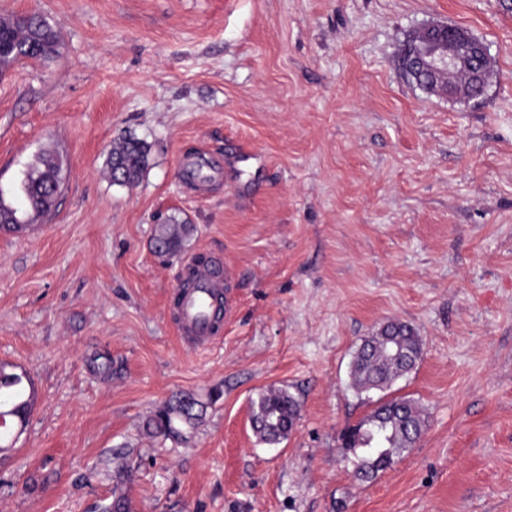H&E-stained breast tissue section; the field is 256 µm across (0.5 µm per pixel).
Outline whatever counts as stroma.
<instances>
[{
    "label": "stroma",
    "instance_id": "35a3bbf8",
    "mask_svg": "<svg viewBox=\"0 0 512 512\" xmlns=\"http://www.w3.org/2000/svg\"><path fill=\"white\" fill-rule=\"evenodd\" d=\"M25 13L61 48L0 76V196L46 151L65 178L39 231L0 233V362L37 390L0 512H95L120 451L133 512H512V0H0ZM430 23L486 44L481 98L404 77ZM127 136L150 147L131 187L106 167ZM202 149L200 190L179 160ZM170 217L193 231L167 259ZM200 257L232 306L196 350L169 309ZM390 321L423 355L358 393L353 356ZM281 387L299 417L258 443L250 401ZM179 392L207 405L187 442L144 434ZM399 396L425 431L359 480L341 436Z\"/></svg>",
    "mask_w": 512,
    "mask_h": 512
}]
</instances>
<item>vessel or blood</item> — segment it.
<instances>
[{
    "label": "vessel or blood",
    "instance_id": "obj_1",
    "mask_svg": "<svg viewBox=\"0 0 512 512\" xmlns=\"http://www.w3.org/2000/svg\"><path fill=\"white\" fill-rule=\"evenodd\" d=\"M223 295L224 268L221 262L203 263L192 259L184 265L172 314L189 346L203 348L215 340Z\"/></svg>",
    "mask_w": 512,
    "mask_h": 512
}]
</instances>
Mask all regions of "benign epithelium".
I'll return each instance as SVG.
<instances>
[{"label":"benign epithelium","mask_w":512,"mask_h":512,"mask_svg":"<svg viewBox=\"0 0 512 512\" xmlns=\"http://www.w3.org/2000/svg\"><path fill=\"white\" fill-rule=\"evenodd\" d=\"M413 44L401 69L417 85L448 97L467 95L466 73L476 75L488 56L486 45L446 24H428L412 33Z\"/></svg>","instance_id":"benign-epithelium-1"}]
</instances>
